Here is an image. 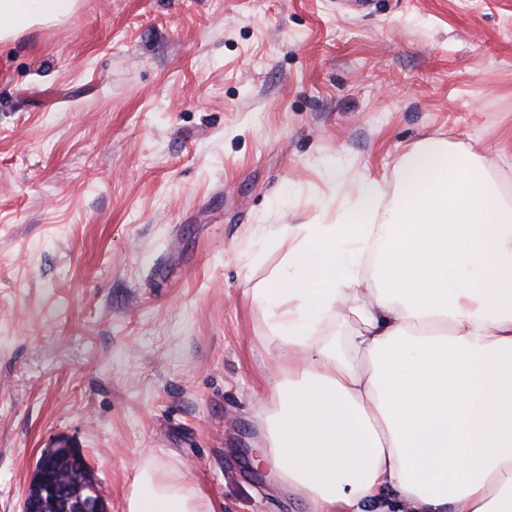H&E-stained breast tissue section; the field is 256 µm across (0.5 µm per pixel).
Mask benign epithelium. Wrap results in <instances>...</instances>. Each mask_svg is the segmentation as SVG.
<instances>
[{
    "instance_id": "1",
    "label": "benign epithelium",
    "mask_w": 512,
    "mask_h": 512,
    "mask_svg": "<svg viewBox=\"0 0 512 512\" xmlns=\"http://www.w3.org/2000/svg\"><path fill=\"white\" fill-rule=\"evenodd\" d=\"M86 468L79 449L58 443L36 462L22 512H108L103 497H87L68 489L72 482L84 487Z\"/></svg>"
}]
</instances>
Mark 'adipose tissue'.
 <instances>
[{
  "instance_id": "adipose-tissue-1",
  "label": "adipose tissue",
  "mask_w": 512,
  "mask_h": 512,
  "mask_svg": "<svg viewBox=\"0 0 512 512\" xmlns=\"http://www.w3.org/2000/svg\"><path fill=\"white\" fill-rule=\"evenodd\" d=\"M77 0H0V35ZM487 145L428 138L267 235L254 290L281 362L257 463L311 512H512V192ZM125 512H215L139 466Z\"/></svg>"
}]
</instances>
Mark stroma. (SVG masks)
<instances>
[{
    "label": "stroma",
    "mask_w": 512,
    "mask_h": 512,
    "mask_svg": "<svg viewBox=\"0 0 512 512\" xmlns=\"http://www.w3.org/2000/svg\"><path fill=\"white\" fill-rule=\"evenodd\" d=\"M512 157V0H79L0 40V512L66 441L218 512H309L255 467L265 240L429 138Z\"/></svg>",
    "instance_id": "35a3bbf8"
}]
</instances>
